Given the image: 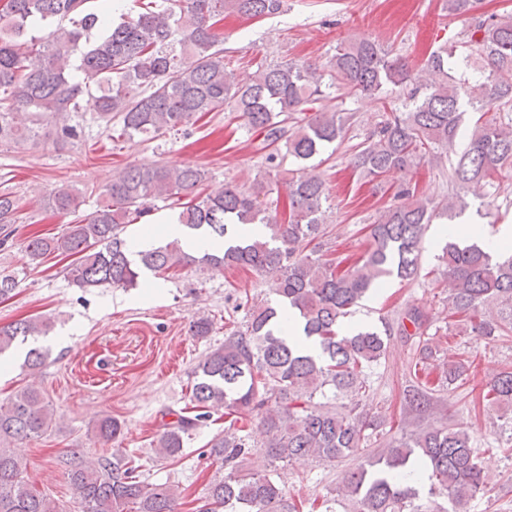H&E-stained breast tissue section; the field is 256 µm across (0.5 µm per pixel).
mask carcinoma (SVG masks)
<instances>
[{
  "mask_svg": "<svg viewBox=\"0 0 512 512\" xmlns=\"http://www.w3.org/2000/svg\"><path fill=\"white\" fill-rule=\"evenodd\" d=\"M90 2L6 0L0 7V146H34L47 136L75 143L84 135L81 102L91 97V121L127 141L156 139L228 106L270 149L269 171L247 190L206 191L209 172L200 165L127 167L103 187L104 202L93 213L57 237L35 236L26 246L36 263L51 254L73 258L68 278L79 288H136L147 271L167 277L195 265H224L252 268L276 296V307L236 305L244 308L242 321L229 322L224 344L198 365L195 415L179 416L155 445L161 458H177L186 431L208 418V409H226L224 432L206 451L224 475L204 489L198 512H300L302 504L278 482L275 463L337 462L385 437L391 421L366 413L362 401L372 391L394 328L414 349L407 412L399 422L404 434L386 453L343 471L338 495L353 502L354 512H467L490 484L471 434L451 427L405 430L471 368L459 344L451 354L438 355L430 329L467 332L488 344L512 335V246L493 254L476 243L446 242L434 279L448 292L443 328L418 308L398 312L381 331L367 325L348 331L344 318L382 278L418 279L420 246L435 217L464 204L470 191L494 196L498 176L512 170V117L476 120L466 147L449 162L448 200L435 205L401 184L398 203L366 225L368 246L352 260L325 249L330 194L309 161L355 122L353 112L321 106L327 75L330 86L356 98L376 97L387 85L410 86L409 102L401 110L382 105L384 119L353 154L352 167L372 181L393 171L409 174L437 149L454 151L464 104L474 112H512V12L475 21L470 42L477 46L482 75L473 82L453 75L452 46H440L415 70L365 36L336 46L323 64H262L242 81L224 66L218 24L229 14H279L283 0H137L136 17L123 13L117 24L105 8L109 0H100L95 10ZM42 29L48 34L36 35ZM132 87L141 95L131 96ZM283 152L298 168L283 179L284 199L267 201ZM168 199L178 206V224L202 229L221 243L217 253L195 257L176 237L148 250L131 249L124 225L152 212V201ZM82 204V193L66 186L48 195L45 208L70 214ZM15 223V200L1 193L0 229ZM289 309L298 312L318 354L281 335L279 324ZM51 327L48 318L0 327V354L18 338L46 335ZM317 395L326 399L318 407L312 404ZM271 401L278 404L275 413L266 410ZM479 404L488 415L512 410V370L481 389ZM254 419L260 441L249 426ZM52 425L48 402L32 386L0 403V512H175L176 488L139 479L136 466L121 457L74 456L65 462L64 476L76 492L69 510L32 488L26 465L11 448L43 437ZM123 435L117 418L97 424L104 442ZM258 453L268 468H246ZM415 466L430 481L429 499L421 504L407 478Z\"/></svg>",
  "mask_w": 512,
  "mask_h": 512,
  "instance_id": "cac0c4a2",
  "label": "carcinoma"
}]
</instances>
